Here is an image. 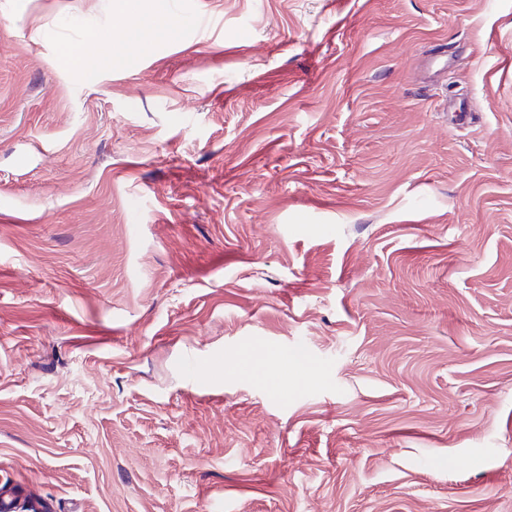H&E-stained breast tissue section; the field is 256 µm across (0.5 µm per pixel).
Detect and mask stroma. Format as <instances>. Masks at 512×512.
Returning a JSON list of instances; mask_svg holds the SVG:
<instances>
[{
	"instance_id": "obj_1",
	"label": "stroma",
	"mask_w": 512,
	"mask_h": 512,
	"mask_svg": "<svg viewBox=\"0 0 512 512\" xmlns=\"http://www.w3.org/2000/svg\"><path fill=\"white\" fill-rule=\"evenodd\" d=\"M15 480L43 512H512V0H0Z\"/></svg>"
}]
</instances>
